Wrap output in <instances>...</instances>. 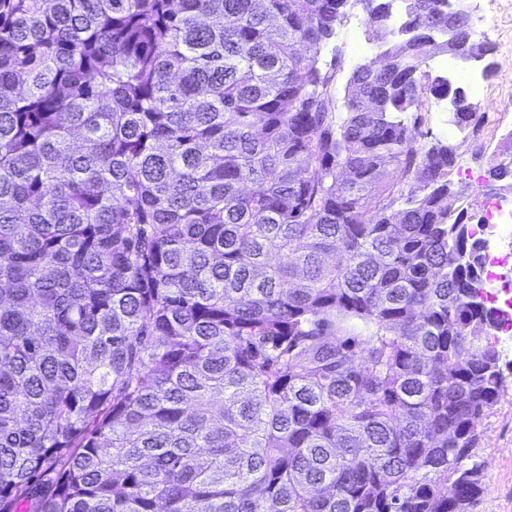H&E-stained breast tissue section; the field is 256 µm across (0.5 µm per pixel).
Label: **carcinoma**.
<instances>
[{"instance_id":"obj_1","label":"carcinoma","mask_w":512,"mask_h":512,"mask_svg":"<svg viewBox=\"0 0 512 512\" xmlns=\"http://www.w3.org/2000/svg\"><path fill=\"white\" fill-rule=\"evenodd\" d=\"M391 2L0 0V512H469L500 315ZM363 44L365 46L369 45H377L379 43L374 42L372 39L368 40V36L365 32V27L362 24V15L361 14H353L348 19L342 23L341 26L337 28V36H335L329 43L328 48L322 53V60L324 63L328 65L334 62V51L332 49L339 45L343 48L345 55L342 63V72L338 75V87L340 92L342 93V88L344 86L345 77L348 75L350 69L359 62L368 61L367 64L374 63L375 66L383 68L386 67L388 63V57L385 52H381L374 54H364L362 56H357L354 50L355 44ZM381 52V53H380ZM380 53V55H379ZM379 55V63L375 60H371ZM371 60V61H370ZM339 92V93H340Z\"/></svg>"}]
</instances>
